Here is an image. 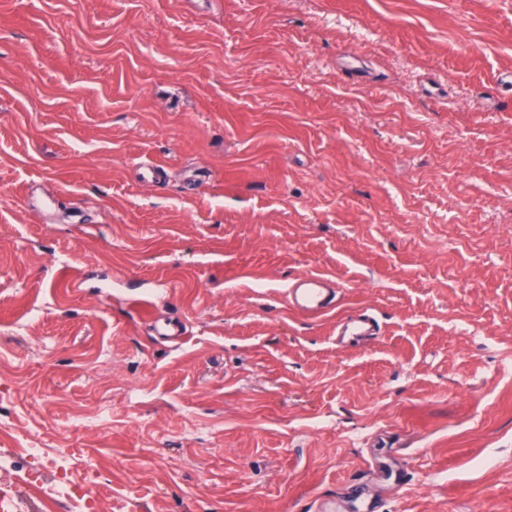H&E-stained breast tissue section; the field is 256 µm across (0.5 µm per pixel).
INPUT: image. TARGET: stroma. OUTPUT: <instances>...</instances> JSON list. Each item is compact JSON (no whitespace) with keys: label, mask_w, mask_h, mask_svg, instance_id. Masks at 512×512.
Instances as JSON below:
<instances>
[{"label":"stroma","mask_w":512,"mask_h":512,"mask_svg":"<svg viewBox=\"0 0 512 512\" xmlns=\"http://www.w3.org/2000/svg\"><path fill=\"white\" fill-rule=\"evenodd\" d=\"M509 74L512 0H0L24 512H79L28 445L104 471L96 512H512ZM309 270L335 316L289 312ZM340 283L330 274L309 271L288 282L285 295L289 310L297 316L319 320L336 311ZM337 336H359L367 341H376L382 334L380 322L371 307L352 309L336 324ZM27 456L32 460V465L38 464L40 467L28 470L25 481L31 486H37L41 483L42 475L46 470L55 469L58 472L59 468L63 466L60 464V459L51 456L45 448H24Z\"/></svg>","instance_id":"obj_1"}]
</instances>
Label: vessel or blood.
Listing matches in <instances>:
<instances>
[{"label":"vessel or blood","instance_id":"obj_1","mask_svg":"<svg viewBox=\"0 0 512 512\" xmlns=\"http://www.w3.org/2000/svg\"><path fill=\"white\" fill-rule=\"evenodd\" d=\"M342 289L330 274L309 271L288 282L285 295L289 310L297 316L319 320L335 312ZM340 336H358L375 341L381 335L380 322L371 307L359 306L347 313L336 325Z\"/></svg>","mask_w":512,"mask_h":512}]
</instances>
